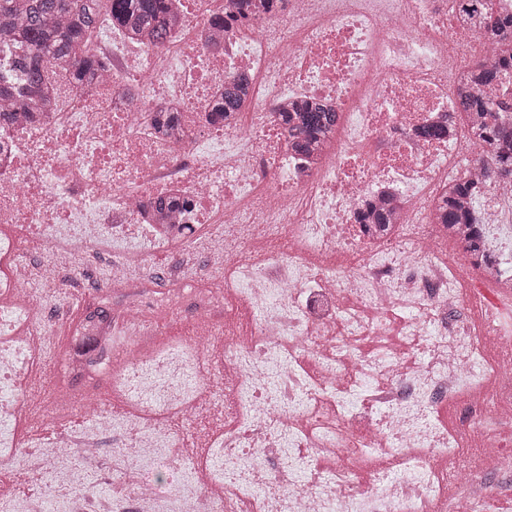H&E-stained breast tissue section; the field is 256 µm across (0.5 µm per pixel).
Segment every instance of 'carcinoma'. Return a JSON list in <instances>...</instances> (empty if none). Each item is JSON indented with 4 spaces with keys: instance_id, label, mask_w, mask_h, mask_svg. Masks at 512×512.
<instances>
[{
    "instance_id": "carcinoma-1",
    "label": "carcinoma",
    "mask_w": 512,
    "mask_h": 512,
    "mask_svg": "<svg viewBox=\"0 0 512 512\" xmlns=\"http://www.w3.org/2000/svg\"><path fill=\"white\" fill-rule=\"evenodd\" d=\"M112 24L135 30L155 41L166 38L169 7L167 0H0V44H12L25 53L20 67V82L31 87L46 83L42 61L67 58L74 66L77 82L96 75L97 61L86 53V41L101 12ZM473 26L486 28L496 36L494 54L471 63L460 100L469 117L470 136L489 149L487 173L493 178L512 177V126L501 121L486 91L498 83L500 76L512 70V15L498 14L489 0L480 14L473 16ZM0 98L14 103L16 112H46L48 98L20 95L11 72L0 73ZM242 101L238 81L224 85V93L211 106V112L226 117ZM288 136L296 151L308 154L319 147L336 125V113L326 105L301 101L292 112L281 113ZM481 195L475 181L461 179L448 186L439 208V221L448 230L464 233L463 250L478 268L489 266L480 233L472 229L477 223L476 201ZM357 221L370 234L390 226L391 212L369 202L362 205Z\"/></svg>"
}]
</instances>
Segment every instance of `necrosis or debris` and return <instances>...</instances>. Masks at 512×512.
I'll return each instance as SVG.
<instances>
[{
	"label": "necrosis or debris",
	"mask_w": 512,
	"mask_h": 512,
	"mask_svg": "<svg viewBox=\"0 0 512 512\" xmlns=\"http://www.w3.org/2000/svg\"><path fill=\"white\" fill-rule=\"evenodd\" d=\"M171 2L163 42L100 18L94 79L54 61L51 110L0 115V461L50 471L61 512H487L459 448L475 440L483 469L512 478L493 433L512 422V180L488 176L455 83L491 38L461 0ZM238 78V111L211 115ZM303 99L337 114L307 155L280 120ZM466 175L492 259L479 273L435 220ZM366 200L395 212L387 231L363 234ZM52 251L76 268L111 254L119 279L89 285L67 327L81 425L22 457L52 332L28 284L64 283L28 256ZM231 300L242 316H218ZM178 320L186 336L157 345ZM107 373L129 404L111 416ZM453 399L459 419L439 423ZM164 413L219 422L204 459L181 456Z\"/></svg>",
	"instance_id": "necrosis-or-debris-1"
}]
</instances>
